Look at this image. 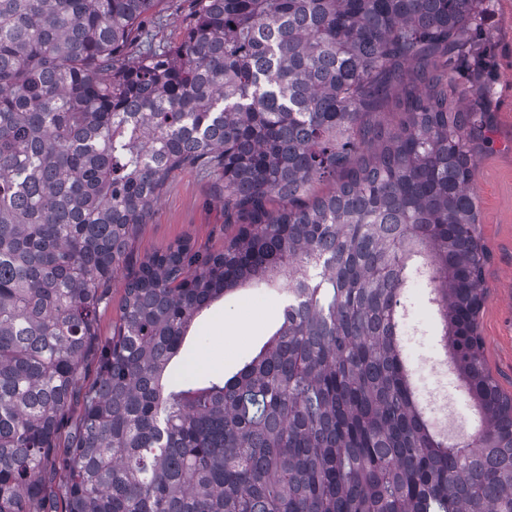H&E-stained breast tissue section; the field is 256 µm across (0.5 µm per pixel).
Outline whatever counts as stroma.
I'll return each mask as SVG.
<instances>
[{"instance_id":"1","label":"stroma","mask_w":512,"mask_h":512,"mask_svg":"<svg viewBox=\"0 0 512 512\" xmlns=\"http://www.w3.org/2000/svg\"><path fill=\"white\" fill-rule=\"evenodd\" d=\"M492 35V95L486 114L493 141L483 151L474 189L479 200L483 242L489 254L484 267L488 294L478 319L488 367L500 388L512 395V0H494L483 19ZM235 232L224 223V204L215 177L196 169L177 173L165 186L149 223L141 225L129 250L143 260L181 239L210 251L223 249ZM287 283L244 286L212 304L190 328L179 362L194 374L231 376L251 360L279 327ZM403 315L417 322L419 346L406 347L409 368L439 366L451 383L455 399L448 420L435 423L440 434L459 429V418L475 420V410L442 341V325L425 277L413 275L403 298Z\"/></svg>"}]
</instances>
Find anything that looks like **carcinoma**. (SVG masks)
<instances>
[{
	"instance_id": "obj_1",
	"label": "carcinoma",
	"mask_w": 512,
	"mask_h": 512,
	"mask_svg": "<svg viewBox=\"0 0 512 512\" xmlns=\"http://www.w3.org/2000/svg\"><path fill=\"white\" fill-rule=\"evenodd\" d=\"M159 2L0 0V512H512L477 330L494 0H190L175 44ZM186 168L235 235L132 264ZM418 272L480 417L453 444L394 345ZM282 275L302 299L240 371L171 366L211 303ZM125 277L120 274L112 279L107 288V300L99 308V333L102 338L112 336V323L117 318L119 301L125 288Z\"/></svg>"
}]
</instances>
